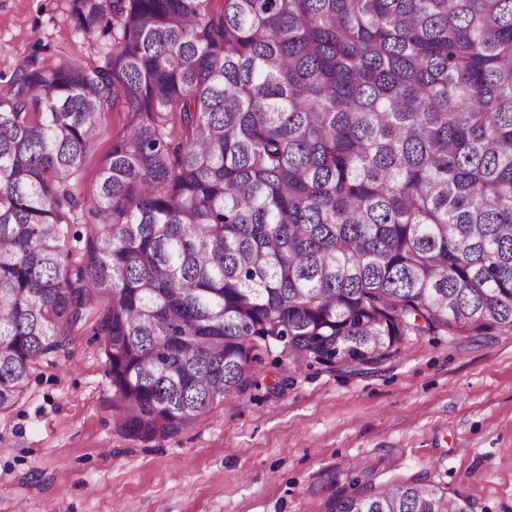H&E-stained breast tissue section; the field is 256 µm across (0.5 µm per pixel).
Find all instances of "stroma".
<instances>
[{
	"instance_id": "stroma-1",
	"label": "stroma",
	"mask_w": 512,
	"mask_h": 512,
	"mask_svg": "<svg viewBox=\"0 0 512 512\" xmlns=\"http://www.w3.org/2000/svg\"><path fill=\"white\" fill-rule=\"evenodd\" d=\"M111 47L75 32L69 0H0V76L33 58L99 65ZM124 123L105 116L81 196ZM273 377L176 435L127 437L102 342L82 337L0 414V512H331L337 490L419 478L512 512V334L411 336L376 369L315 364L279 394Z\"/></svg>"
}]
</instances>
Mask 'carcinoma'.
<instances>
[{
    "instance_id": "obj_1",
    "label": "carcinoma",
    "mask_w": 512,
    "mask_h": 512,
    "mask_svg": "<svg viewBox=\"0 0 512 512\" xmlns=\"http://www.w3.org/2000/svg\"><path fill=\"white\" fill-rule=\"evenodd\" d=\"M212 2L70 0L86 41L112 27L103 63L0 85V413L90 334L121 431L152 439L265 355L364 370L512 332V0ZM332 512L472 510L414 480ZM124 123V112H109L103 119L105 133L90 152L88 163L82 171L76 186L77 192L81 196L86 197L89 203L93 200L98 170L112 145V137L121 131Z\"/></svg>"
}]
</instances>
